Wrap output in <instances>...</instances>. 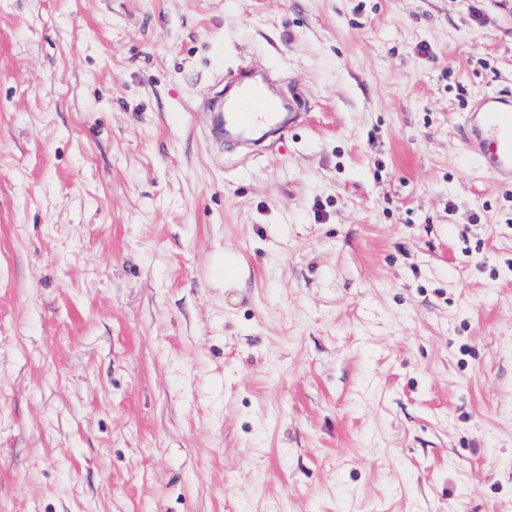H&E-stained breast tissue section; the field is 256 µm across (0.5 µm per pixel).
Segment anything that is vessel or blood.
<instances>
[{
    "label": "vessel or blood",
    "instance_id": "obj_1",
    "mask_svg": "<svg viewBox=\"0 0 512 512\" xmlns=\"http://www.w3.org/2000/svg\"><path fill=\"white\" fill-rule=\"evenodd\" d=\"M284 105L248 71L225 87L220 110L230 117V134L255 146L281 138L288 130L281 120ZM457 133L468 155L498 184L512 186V94H483L465 113Z\"/></svg>",
    "mask_w": 512,
    "mask_h": 512
}]
</instances>
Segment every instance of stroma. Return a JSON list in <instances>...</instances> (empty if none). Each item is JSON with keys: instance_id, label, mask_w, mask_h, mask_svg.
<instances>
[{"instance_id": "1", "label": "stroma", "mask_w": 512, "mask_h": 512, "mask_svg": "<svg viewBox=\"0 0 512 512\" xmlns=\"http://www.w3.org/2000/svg\"><path fill=\"white\" fill-rule=\"evenodd\" d=\"M482 92L512 0H0V512H512ZM284 105L250 71H241L235 82L224 89V130L254 146H263L270 138L280 139L288 131L289 119L278 121ZM228 117L232 125L228 128ZM273 126V127H272ZM262 133L257 136L254 131ZM214 269L219 280L224 281V287L230 288L237 282L239 258L232 252H225L214 260Z\"/></svg>"}]
</instances>
